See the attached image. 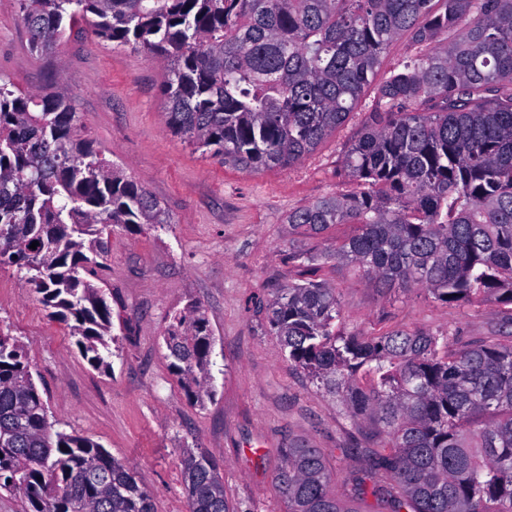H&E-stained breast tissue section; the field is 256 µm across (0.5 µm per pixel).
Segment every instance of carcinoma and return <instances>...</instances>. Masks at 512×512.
<instances>
[{"label":"carcinoma","mask_w":512,"mask_h":512,"mask_svg":"<svg viewBox=\"0 0 512 512\" xmlns=\"http://www.w3.org/2000/svg\"><path fill=\"white\" fill-rule=\"evenodd\" d=\"M36 52L87 24L115 46L167 63L165 122L226 165L291 167L374 93L341 159L346 189L288 213L296 231L355 233L305 268L352 263L386 288L446 305L502 306L512 323V0H21ZM402 35L419 48L374 78ZM65 87L23 93L0 80V269L13 268L81 355L109 367L112 309L97 275L112 227L170 223L160 201L75 135ZM36 248H30L33 242ZM285 357L352 422L378 428L352 449L348 484L391 512H512V340L459 348L448 333L333 329L339 292L312 278L263 304ZM170 367L201 400L212 341L198 305L164 334ZM189 512H238L216 462L188 448ZM288 512H356L318 448L284 450ZM0 490L25 512H153L133 468L56 428L30 357L0 327Z\"/></svg>","instance_id":"1"}]
</instances>
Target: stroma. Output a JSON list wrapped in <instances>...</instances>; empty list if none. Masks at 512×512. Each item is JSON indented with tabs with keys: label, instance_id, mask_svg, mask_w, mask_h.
<instances>
[{
	"label": "stroma",
	"instance_id": "35a3bbf8",
	"mask_svg": "<svg viewBox=\"0 0 512 512\" xmlns=\"http://www.w3.org/2000/svg\"><path fill=\"white\" fill-rule=\"evenodd\" d=\"M0 78L27 93L61 80L82 138L143 182L170 217L138 234L114 228L109 238L100 285L115 341L106 370L88 364L69 329L14 270L0 269V325L26 347L60 429L132 466L154 512H188L182 463L188 447L218 462L239 512H287L275 474L284 449L297 445L321 449L338 472V494L346 495L345 479L358 466L348 450L361 436L338 402L285 359L259 304L301 279L290 252L320 250L353 234V225L340 224L324 238L301 235L287 218L341 190L339 163L365 109L293 168L227 166L167 129L164 63L78 29L54 53L37 54L20 0H0ZM317 277L338 289L339 327L346 332L446 330L471 340L489 335L495 322L485 306L443 305L418 289L378 291L348 264L329 263ZM193 302L201 304L214 338L212 379L198 402L173 375L163 342L171 316Z\"/></svg>",
	"mask_w": 512,
	"mask_h": 512
}]
</instances>
